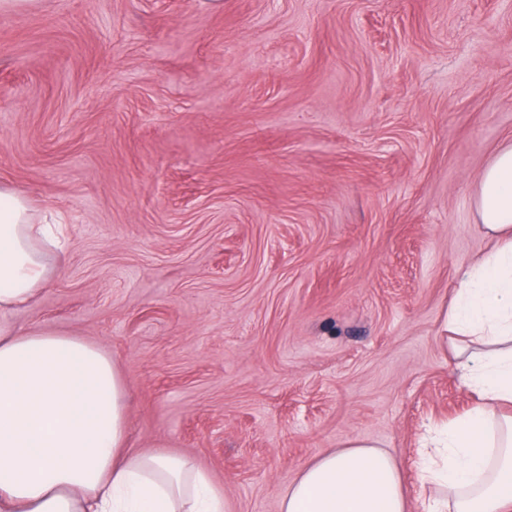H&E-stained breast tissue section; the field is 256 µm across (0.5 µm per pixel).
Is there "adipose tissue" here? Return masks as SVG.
<instances>
[{"label":"adipose tissue","mask_w":512,"mask_h":512,"mask_svg":"<svg viewBox=\"0 0 512 512\" xmlns=\"http://www.w3.org/2000/svg\"><path fill=\"white\" fill-rule=\"evenodd\" d=\"M474 213L498 244L465 269L445 323L477 399L421 440L418 477L441 490L427 512H512V144L484 169ZM58 243L0 185V512H224L189 459L126 451L124 381L100 348L13 322L53 276ZM280 512H406V497L394 458L353 440L304 468Z\"/></svg>","instance_id":"adipose-tissue-1"}]
</instances>
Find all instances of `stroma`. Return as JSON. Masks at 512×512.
<instances>
[{
	"instance_id": "1",
	"label": "stroma",
	"mask_w": 512,
	"mask_h": 512,
	"mask_svg": "<svg viewBox=\"0 0 512 512\" xmlns=\"http://www.w3.org/2000/svg\"><path fill=\"white\" fill-rule=\"evenodd\" d=\"M512 0H38L0 13V183L67 239L13 314L98 346L131 452L279 512L351 439L407 512L430 425L475 401L440 341L494 242Z\"/></svg>"
}]
</instances>
